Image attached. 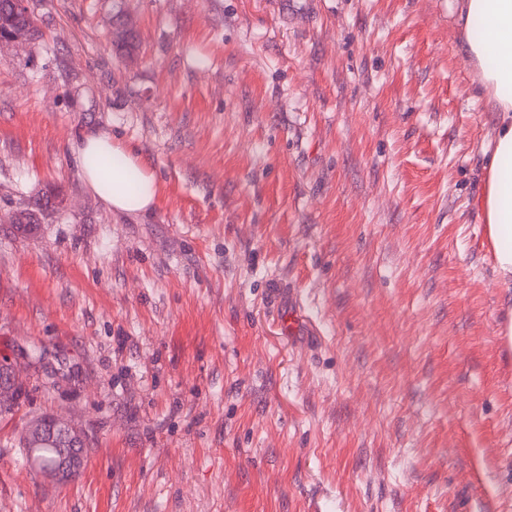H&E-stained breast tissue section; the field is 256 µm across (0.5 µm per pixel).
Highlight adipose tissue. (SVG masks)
I'll return each mask as SVG.
<instances>
[{"mask_svg":"<svg viewBox=\"0 0 512 512\" xmlns=\"http://www.w3.org/2000/svg\"><path fill=\"white\" fill-rule=\"evenodd\" d=\"M481 37H473L474 25ZM458 51L474 69V83L495 114V135L485 152L487 164L479 206L495 266L512 279V0H456ZM83 180L114 212L137 215L154 208L158 186L133 150L104 132L90 133L77 147ZM114 159L112 170L101 163ZM136 173L137 188L127 183Z\"/></svg>","mask_w":512,"mask_h":512,"instance_id":"1","label":"adipose tissue"}]
</instances>
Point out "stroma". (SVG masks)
Segmentation results:
<instances>
[{
  "instance_id": "1",
  "label": "stroma",
  "mask_w": 512,
  "mask_h": 512,
  "mask_svg": "<svg viewBox=\"0 0 512 512\" xmlns=\"http://www.w3.org/2000/svg\"><path fill=\"white\" fill-rule=\"evenodd\" d=\"M26 5L37 36L0 44V356L39 361L0 414V512H512L495 120L454 0ZM92 130L154 174L153 211L85 184ZM46 411L90 439L65 485L17 446Z\"/></svg>"
}]
</instances>
